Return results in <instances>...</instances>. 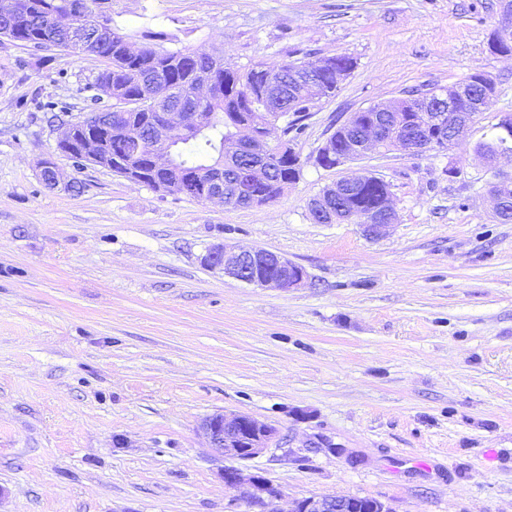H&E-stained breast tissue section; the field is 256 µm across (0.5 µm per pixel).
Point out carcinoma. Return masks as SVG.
<instances>
[{
	"label": "carcinoma",
	"instance_id": "carcinoma-1",
	"mask_svg": "<svg viewBox=\"0 0 512 512\" xmlns=\"http://www.w3.org/2000/svg\"><path fill=\"white\" fill-rule=\"evenodd\" d=\"M70 4L71 0H15L16 15L4 24L13 26L11 39L22 46L65 51L68 34L57 27V17L64 14ZM167 38L166 33L147 27H133L127 32L113 29L111 35L98 37L92 51V55L104 63L100 73L112 81V105L100 103L90 96L87 99L88 114L110 110L118 122L131 128V137L127 141L102 139L103 152L108 157L133 156L132 166L145 185L153 189L164 182L172 185L182 174L192 171L206 177L224 158V139L239 133L242 128L256 132L258 126L266 127L277 117L290 114L292 119L284 124L283 135L292 142L302 133L301 118L311 107L307 105L302 88L293 81L292 69L298 61L237 66L202 49L169 50L162 45ZM130 42L139 43L138 55L126 53L125 46ZM313 62L318 64V75L327 97L336 92V70L351 71L356 67V59L348 54L317 57ZM205 73L212 76L216 95L202 102L197 99L195 90ZM276 79L288 87L289 102L285 104L267 100L268 89ZM470 79L469 83L464 81L448 87V94L464 111V116L472 121L486 106L481 100L482 93L492 91L496 86L494 80L481 71L471 74ZM154 94L166 97L173 106L184 109L201 106L214 114L210 128L204 134L175 136L171 163L166 168L156 166L152 151L142 147V142L152 137L146 124L158 121L152 102ZM377 108L374 104L352 113L349 125L343 124L331 134L333 154H345L349 150V135L360 133L380 118ZM420 111L422 102L412 95L395 100L389 113L394 120L404 122ZM501 144L502 139L497 135L476 145L475 152L492 162ZM300 174L301 170L288 165V160L274 156L268 180L253 184L252 193L262 198L270 197L275 192V183L283 180L293 183ZM388 191L389 184L371 177L346 198L347 208L355 213L375 211Z\"/></svg>",
	"mask_w": 512,
	"mask_h": 512
}]
</instances>
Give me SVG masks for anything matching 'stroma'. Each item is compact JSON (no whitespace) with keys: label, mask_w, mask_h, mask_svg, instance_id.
<instances>
[{"label":"stroma","mask_w":512,"mask_h":512,"mask_svg":"<svg viewBox=\"0 0 512 512\" xmlns=\"http://www.w3.org/2000/svg\"><path fill=\"white\" fill-rule=\"evenodd\" d=\"M121 28L239 66L346 53L355 69L304 121L299 180L231 209L75 167L40 102L86 105L90 55L0 38V512H227L217 412L272 424L245 462L281 496L354 495L391 512H512V223L473 150L512 119V55L490 53L500 0H108ZM481 71L496 93L448 150L314 158L352 112ZM62 181L48 188L38 163ZM389 183L378 238L317 224L347 173ZM216 244L305 268L261 288L206 268ZM328 438L339 453L313 448Z\"/></svg>","instance_id":"35a3bbf8"}]
</instances>
